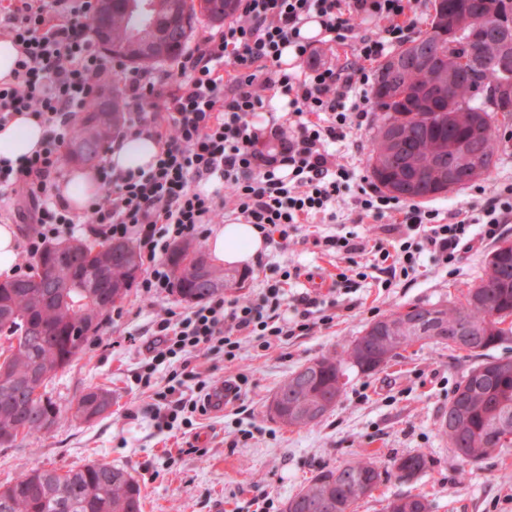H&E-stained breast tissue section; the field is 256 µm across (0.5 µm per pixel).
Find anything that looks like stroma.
Instances as JSON below:
<instances>
[{
	"label": "stroma",
	"instance_id": "1",
	"mask_svg": "<svg viewBox=\"0 0 512 512\" xmlns=\"http://www.w3.org/2000/svg\"><path fill=\"white\" fill-rule=\"evenodd\" d=\"M374 127L353 132L335 145L337 157L356 177L369 176L367 165ZM349 193L336 200V212L347 215ZM310 219L293 233L286 250L267 248L263 262L298 268L289 284L291 295L312 284L335 288L336 317L302 336H289L266 351L243 341L240 358L225 363L222 355L199 357L212 383L249 378L222 413L197 416L192 431H159L151 409L167 385L165 370L150 386L138 384L145 371L150 327L167 309L186 310L177 296L148 300L131 290L109 313L97 345L86 347L79 362L58 375L47 392L65 404L91 387L112 392V414L89 423L65 422L40 439L0 447V485L16 481L39 467L66 471L104 460L126 468L139 482L143 512H256L263 498L284 506L319 471L352 459L374 461L386 470L385 482L356 512H383L386 497L424 494L431 512H512V447L501 448L475 466H462L442 430V414L473 358L444 345L413 346L378 372L348 370L345 390L335 408L319 423L303 429L282 426L267 412L279 384L301 365L350 343L368 322L411 304L445 303L482 275L491 242L477 243L453 273L426 265L412 281L386 290L368 257L358 264L335 253L320 252L304 238L348 231L367 244L382 237L380 223L342 224ZM347 282L337 283V274ZM252 434L240 441L239 430ZM422 453L427 468L413 480L390 475L394 457Z\"/></svg>",
	"mask_w": 512,
	"mask_h": 512
}]
</instances>
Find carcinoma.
<instances>
[{
    "instance_id": "carcinoma-1",
    "label": "carcinoma",
    "mask_w": 512,
    "mask_h": 512,
    "mask_svg": "<svg viewBox=\"0 0 512 512\" xmlns=\"http://www.w3.org/2000/svg\"><path fill=\"white\" fill-rule=\"evenodd\" d=\"M137 0H114L112 4V43L133 41L132 30L137 27ZM439 4L437 15L454 16L458 21L475 13L483 0H434ZM490 5L505 16L507 25L502 39L493 44L476 46L468 63L469 73L459 82L456 94L466 111L457 113V120L448 124V111L438 106H424L422 100H439L446 96L448 87L433 79V75L448 71V39L438 32L439 23L431 22L427 30L397 50L377 69L372 89L379 123L372 141L367 163L374 181L384 189L400 187L413 177L418 182L411 186L412 197L421 200L446 196L436 184L437 172L448 167V153H439L435 146L448 143V138L465 136L472 123L496 122V115L485 109L481 92H491L504 82H512V0H489ZM228 0H158L157 17L167 25L171 39L165 51L157 55L138 58L118 56V59L148 69L161 62L174 60L182 52L198 16L206 11L224 9ZM102 86L112 87V116L102 111L100 95H95L88 108L77 117L65 144V157L72 161L82 159V165L97 164L98 147L119 134L125 124L126 105L118 84L111 77ZM394 134L407 142V148L396 165L382 161L386 138ZM503 142L492 128L470 165L480 164L496 168ZM76 252L62 262L49 245L39 254L33 270L43 268L44 284H33L32 276L5 281L0 288V325L15 326L8 340L19 343L18 351L0 362V446H11L19 440L34 438L47 432L50 426L73 419L88 421L99 415V397L106 391L94 387L83 392L76 401L59 405L52 399L30 402L19 396L22 385L31 382L36 374L45 372L49 384L66 370L86 349V345L100 331L112 303L113 288H98L89 292L84 283L102 275L105 281L124 283L121 297L133 287L128 265L140 267L135 247L124 241L89 243L71 239ZM99 247L104 253L119 254L112 266L104 267L99 259L89 258V251ZM193 248L186 242L172 248L166 260L174 274V292L186 302L194 297L200 303L226 288L237 286L239 274L229 273L211 262L189 267L184 254ZM492 252L495 261H486L482 276L467 286L461 298L448 303L414 305L413 316L420 318L416 329L402 333L393 344L396 350H405L415 344L443 345L435 337L436 323L448 326V335L457 328L468 330L472 337L467 352L483 356L506 342L504 332L496 327L493 313L503 319L512 318V240L504 239ZM492 357L471 368L456 386L455 394L463 403V411L453 424H444L448 443L455 457L464 465L482 462L497 448L507 444L493 441L494 422L508 420L512 424V376L498 374ZM363 373L380 370L377 365L356 362L351 348L340 353L323 355L303 365L305 373L302 389L288 395L293 378L284 380L277 390L283 396V410L279 423L287 427L305 428L313 422L297 416L293 405L299 397L311 403L343 392L337 384L338 375L347 368ZM404 474L397 479L405 481L423 472L428 464L422 453L405 454L393 458ZM348 471L347 484L336 483V470H322L309 485L288 498L309 503L332 499L339 503L347 500L357 481L369 486L374 493L383 483L382 471L372 461L349 462L342 466ZM143 495L139 484L125 470L107 462H91L63 473L56 470L34 468L14 483L0 487V512H142ZM384 512H431L425 496L395 495L386 499Z\"/></svg>"
}]
</instances>
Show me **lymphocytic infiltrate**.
<instances>
[{
	"label": "lymphocytic infiltrate",
	"instance_id": "obj_1",
	"mask_svg": "<svg viewBox=\"0 0 512 512\" xmlns=\"http://www.w3.org/2000/svg\"><path fill=\"white\" fill-rule=\"evenodd\" d=\"M93 0H0V31L17 51L8 81L0 83V126L27 113L45 126L42 147L20 162L0 160V195L21 194L22 207L7 212L28 225L23 252L39 255L51 242L74 236L78 226L63 199L54 194L60 148L71 116L83 111L112 60L96 50L90 33ZM379 18L382 35L358 31L359 20ZM317 23L322 41L351 40L344 64L318 61L302 34ZM417 26L412 0H238L236 16L201 37L177 62L176 75L133 69L124 75L132 106L128 133L147 135L160 151L147 170L119 174L100 166L110 192L88 208L89 232L102 240L134 244L144 272L137 286L149 298L170 295L174 275L165 261L172 246L199 239L207 225L231 215L257 227L266 240L288 244L297 224L334 211L342 187L354 173L331 146L352 130L369 125L368 65L404 44ZM302 63L298 72L282 67L284 54ZM361 85L350 111L339 108L342 88ZM287 97V119H259L274 95ZM229 186V196L208 193L199 184L212 178ZM401 214L389 239L375 243L385 266L386 286L409 278L422 254L444 265L460 262L470 250L473 226L483 239L498 238L512 223V183L490 190L480 218L441 216L435 209L408 204L362 182L350 209L351 220H382ZM287 268L264 276L256 297L216 296L186 312L166 310L154 324L143 385L153 372L171 370L168 386L153 408L158 428L192 426L197 400L183 397L186 379L203 391L208 379L193 370L197 353L238 358L243 339L256 348L312 330L327 322L324 295L288 300ZM292 306L293 317L281 314Z\"/></svg>",
	"mask_w": 512,
	"mask_h": 512
}]
</instances>
